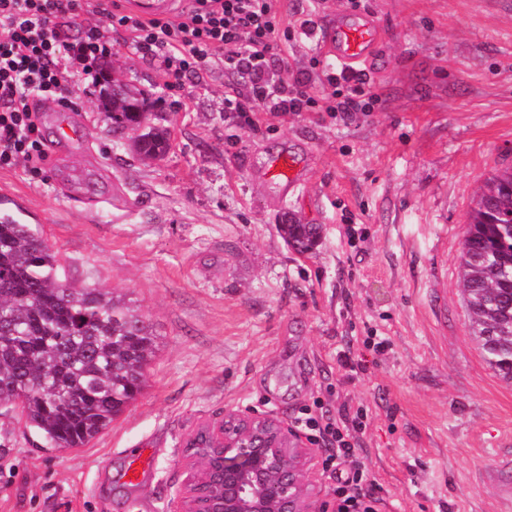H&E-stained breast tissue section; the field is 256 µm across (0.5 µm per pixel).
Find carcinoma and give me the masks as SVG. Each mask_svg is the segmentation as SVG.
<instances>
[{
  "mask_svg": "<svg viewBox=\"0 0 512 512\" xmlns=\"http://www.w3.org/2000/svg\"><path fill=\"white\" fill-rule=\"evenodd\" d=\"M101 108L112 132L143 162L170 148L168 127L148 123L144 92L114 84ZM292 248L311 250L315 224L279 225ZM465 235L461 276L483 357L512 380V170L492 176ZM59 258L34 224L0 217V407L18 408L44 449L83 448L142 394L156 335L125 296L60 279Z\"/></svg>",
  "mask_w": 512,
  "mask_h": 512,
  "instance_id": "cac0c4a2",
  "label": "carcinoma"
}]
</instances>
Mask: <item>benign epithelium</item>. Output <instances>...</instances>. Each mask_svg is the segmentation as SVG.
Returning a JSON list of instances; mask_svg holds the SVG:
<instances>
[{"label":"benign epithelium","instance_id":"1","mask_svg":"<svg viewBox=\"0 0 512 512\" xmlns=\"http://www.w3.org/2000/svg\"><path fill=\"white\" fill-rule=\"evenodd\" d=\"M318 456L273 413L226 411L186 441L177 512H320Z\"/></svg>","mask_w":512,"mask_h":512}]
</instances>
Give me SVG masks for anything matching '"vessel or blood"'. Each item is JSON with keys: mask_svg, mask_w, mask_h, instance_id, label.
Instances as JSON below:
<instances>
[{"mask_svg": "<svg viewBox=\"0 0 512 512\" xmlns=\"http://www.w3.org/2000/svg\"><path fill=\"white\" fill-rule=\"evenodd\" d=\"M135 10L143 17L153 18L173 11L177 0H132ZM381 38L377 21L363 18L354 21L336 19L321 33V42L327 53L349 69H358ZM300 159L282 151L275 154L264 167L266 179L282 188L294 187L300 177Z\"/></svg>", "mask_w": 512, "mask_h": 512, "instance_id": "b4317fda", "label": "vessel or blood"}]
</instances>
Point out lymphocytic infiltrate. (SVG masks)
<instances>
[{"label": "lymphocytic infiltrate", "instance_id": "lymphocytic-infiltrate-1", "mask_svg": "<svg viewBox=\"0 0 512 512\" xmlns=\"http://www.w3.org/2000/svg\"><path fill=\"white\" fill-rule=\"evenodd\" d=\"M282 18L275 0H188L173 18L116 14L112 0H0V168L24 163L39 172L46 152L37 104L68 106L75 89L105 85L114 27L128 35L135 53L156 63L167 84L198 74L215 62L244 86L224 96V109L251 122L256 112H300L330 86L333 112L343 119L365 111L370 88L364 73L340 68L319 83L296 78L272 83ZM363 411L344 406L336 415L298 417L314 440L328 442L325 460L335 469L354 460ZM379 486L355 465L336 488V512H375Z\"/></svg>", "mask_w": 512, "mask_h": 512}]
</instances>
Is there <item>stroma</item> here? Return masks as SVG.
Returning a JSON list of instances; mask_svg holds the SVG:
<instances>
[{
  "instance_id": "obj_1",
  "label": "stroma",
  "mask_w": 512,
  "mask_h": 512,
  "mask_svg": "<svg viewBox=\"0 0 512 512\" xmlns=\"http://www.w3.org/2000/svg\"><path fill=\"white\" fill-rule=\"evenodd\" d=\"M276 7L288 39L274 72L291 79L334 64L302 20L377 13L370 111L260 112L249 126L224 110L238 79L223 64L166 87L119 28L111 75L152 91L167 156L147 166L118 147L90 89L39 115L42 139L71 119L80 141L40 173L0 168V195L24 204L62 277L126 293L158 334L144 392L86 447L36 451L0 408V512H169L198 426L245 408L291 421L316 404L366 412L359 462L386 491L379 512H512V381L484 360L460 268L480 188L512 169V0ZM283 149L303 158L286 192L262 178ZM286 213L319 226L312 251L285 244ZM374 333L390 339L379 354L363 345ZM347 349L367 365L350 382L336 364ZM130 448L154 452L135 486L121 479Z\"/></svg>"
}]
</instances>
